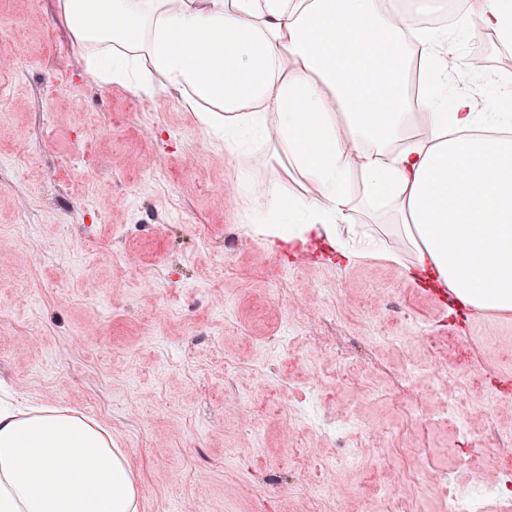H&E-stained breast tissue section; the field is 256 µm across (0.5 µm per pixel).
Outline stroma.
Returning a JSON list of instances; mask_svg holds the SVG:
<instances>
[{
	"mask_svg": "<svg viewBox=\"0 0 512 512\" xmlns=\"http://www.w3.org/2000/svg\"><path fill=\"white\" fill-rule=\"evenodd\" d=\"M0 26V400L109 430L137 512H387L408 466L405 512H451L446 477L512 512V314L380 256L289 257L228 201L306 196L273 144L229 161L180 96L100 86L57 0H0ZM476 52L512 74V45L448 34V88L486 112L506 88Z\"/></svg>",
	"mask_w": 512,
	"mask_h": 512,
	"instance_id": "stroma-1",
	"label": "stroma"
}]
</instances>
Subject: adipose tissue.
<instances>
[{
    "label": "adipose tissue",
    "instance_id": "1",
    "mask_svg": "<svg viewBox=\"0 0 512 512\" xmlns=\"http://www.w3.org/2000/svg\"><path fill=\"white\" fill-rule=\"evenodd\" d=\"M94 81L181 93L229 157L256 141L284 149L310 186L246 181L233 202L266 214L273 246L339 261L347 194L362 181L395 204L387 259L410 280L477 314L512 313V113L449 97L433 28H399L383 0H58ZM372 40L353 57L347 41ZM420 56L421 134L411 116L407 50ZM296 67H289V60ZM211 103L197 110L198 101ZM125 449L60 406L0 408V512H137Z\"/></svg>",
    "mask_w": 512,
    "mask_h": 512
}]
</instances>
